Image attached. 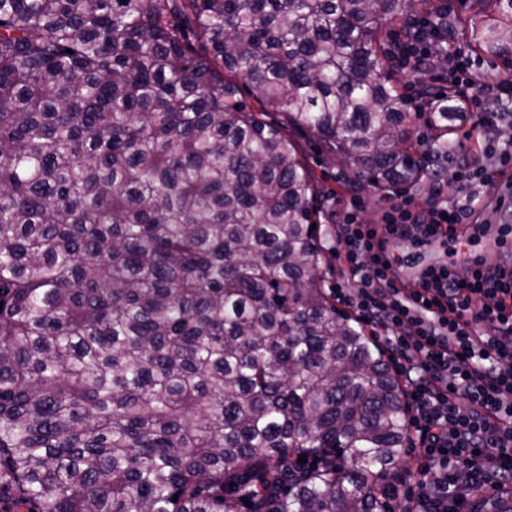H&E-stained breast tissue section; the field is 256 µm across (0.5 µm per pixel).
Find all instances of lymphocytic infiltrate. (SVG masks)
Returning a JSON list of instances; mask_svg holds the SVG:
<instances>
[{
	"label": "lymphocytic infiltrate",
	"instance_id": "lymphocytic-infiltrate-1",
	"mask_svg": "<svg viewBox=\"0 0 512 512\" xmlns=\"http://www.w3.org/2000/svg\"><path fill=\"white\" fill-rule=\"evenodd\" d=\"M448 41L446 26L419 18L396 55L401 68L420 70ZM489 163L458 168L464 190L455 201L434 188L421 206L393 203L381 223L361 218L352 201L335 226L356 288L337 283L342 303L381 328L396 370L408 379L420 445L411 472L417 493L404 512H468L474 489L493 483L512 490V271L478 258L426 269L410 285L397 283L390 244L482 239L480 188L512 166V146L489 143Z\"/></svg>",
	"mask_w": 512,
	"mask_h": 512
}]
</instances>
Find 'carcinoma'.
I'll list each match as a JSON object with an SVG mask.
<instances>
[{"instance_id": "1", "label": "carcinoma", "mask_w": 512, "mask_h": 512, "mask_svg": "<svg viewBox=\"0 0 512 512\" xmlns=\"http://www.w3.org/2000/svg\"><path fill=\"white\" fill-rule=\"evenodd\" d=\"M440 2L450 36L512 53V0H477L471 31ZM427 5L0 0V496L28 512H391L405 385L322 287L323 190L237 81L356 184L417 182L384 35ZM421 97L435 165L457 98ZM469 512H512V492ZM240 85V100L246 105L247 109L252 111H262V112H268V120L275 121L277 123L285 122L284 117L282 116L280 112V109H276L274 106L269 105L267 103H261L259 102L255 95L253 94L250 86L244 82L239 81Z\"/></svg>"}]
</instances>
